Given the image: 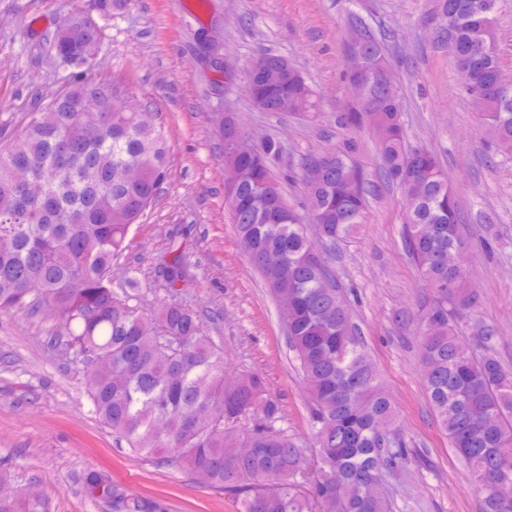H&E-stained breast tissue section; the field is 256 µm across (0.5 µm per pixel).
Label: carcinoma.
Instances as JSON below:
<instances>
[{
  "instance_id": "carcinoma-1",
  "label": "carcinoma",
  "mask_w": 512,
  "mask_h": 512,
  "mask_svg": "<svg viewBox=\"0 0 512 512\" xmlns=\"http://www.w3.org/2000/svg\"><path fill=\"white\" fill-rule=\"evenodd\" d=\"M497 0H441L444 42L465 92L482 111L483 135L512 154V94L498 92L495 32ZM353 23L370 39L369 57L385 55L380 40L359 17ZM101 28L74 14L53 40L66 66L92 70ZM267 80L248 86L270 112L315 109L303 74L284 57L264 50ZM124 87L87 77L68 87L70 102L50 100L16 140L0 150V310L46 308L84 367L93 411L131 451L187 472L199 485L227 491L238 512H391L384 475L410 453L398 408L384 391L364 337L353 321L348 291L317 244L301 210L321 223L324 241L336 247L362 222L369 182L350 161L355 144L323 157L324 175L305 185L301 206L290 202L282 179L307 181L312 156L287 172L284 149L268 139L254 155L233 156L229 140L246 134L231 116L220 127L224 163L256 172L238 188L233 224L249 264L272 298L288 299L284 327L309 404L314 453L284 430L278 403L264 380L243 374L224 383V360L206 336L200 315L178 301L145 311L111 288L112 259L130 227L157 200L167 175L168 146L154 112L136 116L108 110ZM91 97L101 109L83 117L77 101ZM374 109L381 174L405 200L408 256L432 293L416 312L397 316L420 336L425 396L458 461L478 491L476 512H512V372L484 333L481 349L461 336L458 319L478 303L470 272L457 264L464 244L458 195L437 155L407 143L399 92L370 79V95L337 122L362 124ZM168 287L185 281L183 255L165 263ZM94 497L112 512H160L100 474L86 478Z\"/></svg>"
}]
</instances>
